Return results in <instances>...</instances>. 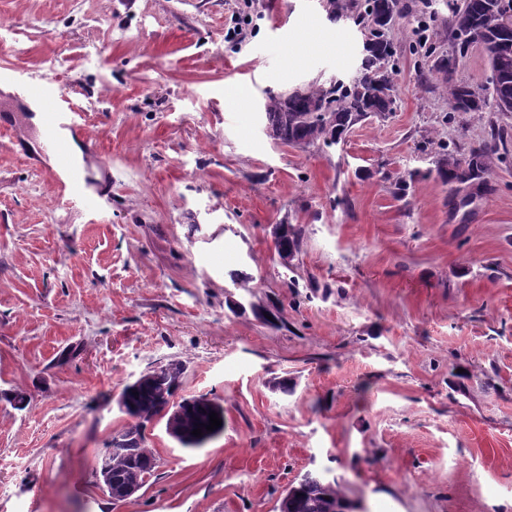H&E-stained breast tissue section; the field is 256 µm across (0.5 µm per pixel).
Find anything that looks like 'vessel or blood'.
Masks as SVG:
<instances>
[{"mask_svg": "<svg viewBox=\"0 0 512 512\" xmlns=\"http://www.w3.org/2000/svg\"><path fill=\"white\" fill-rule=\"evenodd\" d=\"M28 91L38 105L42 150L56 159L52 176L61 192L74 203L86 207L97 206L104 197L105 185L112 180V168L101 165L99 181H89L88 177L75 171L71 151L72 142L79 141L89 153H97V141L87 134L80 114L67 106L66 93L59 83L52 80L34 82L29 85Z\"/></svg>", "mask_w": 512, "mask_h": 512, "instance_id": "1", "label": "vessel or blood"}]
</instances>
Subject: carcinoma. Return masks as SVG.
<instances>
[{
  "instance_id": "obj_1",
  "label": "carcinoma",
  "mask_w": 512,
  "mask_h": 512,
  "mask_svg": "<svg viewBox=\"0 0 512 512\" xmlns=\"http://www.w3.org/2000/svg\"><path fill=\"white\" fill-rule=\"evenodd\" d=\"M322 7L333 21L353 20L361 28L368 50L356 73L347 80L337 79L327 87L315 84L286 96L268 97L265 118L270 136L289 145L330 147L359 122L391 112L395 103L394 75L399 56L387 18L402 16L401 0H322ZM448 27L457 54L434 57L432 71L442 75L446 83L450 110L482 112L487 106L484 94L453 79L457 55H465L474 46L482 47L488 54V89L493 99L512 103V0H455ZM491 139L490 143L471 147L462 161L449 153L448 148H442L438 174L443 182L485 190L504 134L493 129ZM273 235L278 255L294 257L300 252L301 228L277 224ZM183 373L184 367L179 362L169 368L156 367L146 373L135 392L128 393L127 415L132 422L107 445L111 449L112 491L132 480L144 482L154 472L157 460L145 446L144 423L162 413L180 386ZM212 411L224 419L220 403L206 395L192 398L183 411L187 436L177 441L186 448H199L223 432L222 426L213 431L206 429ZM196 428L202 429V435H192ZM302 480L301 496L291 501L288 512H336L349 506L350 500L337 485L317 480L311 472Z\"/></svg>"
}]
</instances>
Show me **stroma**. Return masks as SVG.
<instances>
[{"label": "stroma", "mask_w": 512, "mask_h": 512, "mask_svg": "<svg viewBox=\"0 0 512 512\" xmlns=\"http://www.w3.org/2000/svg\"><path fill=\"white\" fill-rule=\"evenodd\" d=\"M404 2L396 43L435 20L394 112L298 148L268 97L361 59L321 0H0V103L55 79L100 146L80 171L112 168L91 211L19 152L32 123L0 132V512H278L308 472L365 512H512V112L449 111L426 55L453 49L448 0ZM495 127L487 191L445 185L441 147ZM281 223L303 229L288 268ZM171 360L224 431L187 449L156 417L154 474L112 500L118 395Z\"/></svg>", "instance_id": "1"}]
</instances>
